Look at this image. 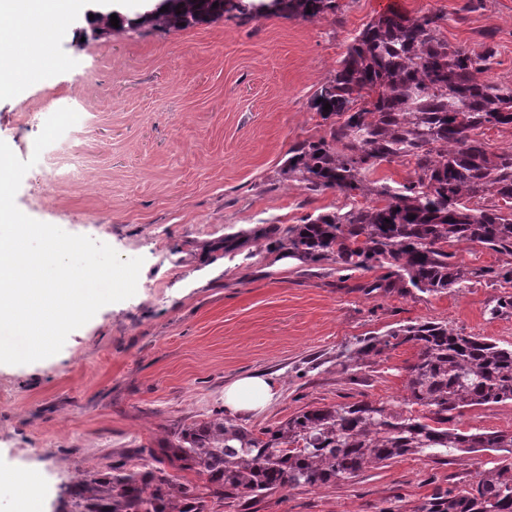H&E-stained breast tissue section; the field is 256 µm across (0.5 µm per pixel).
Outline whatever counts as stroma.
I'll return each instance as SVG.
<instances>
[{"label": "stroma", "mask_w": 512, "mask_h": 512, "mask_svg": "<svg viewBox=\"0 0 512 512\" xmlns=\"http://www.w3.org/2000/svg\"><path fill=\"white\" fill-rule=\"evenodd\" d=\"M339 0L341 22L230 15L183 30L145 24L95 37L83 14L52 30L39 82L0 95V140L20 159L56 110L87 107L78 146L84 178L51 182L31 168L17 207L41 222L143 258L135 295L102 307L62 350L0 365V473L33 475V512H56L62 488L87 472L140 468L148 449L224 408V387L252 372L280 397L238 417L253 431L313 406L397 404L416 350L406 344L344 370L356 340L420 321L512 344V316L489 319L512 283L472 279L443 294H364L340 274H301L265 251L250 259H196L195 246L261 224L291 225L348 205L337 190L307 197L279 170L289 148L318 135L310 100L331 79L352 38L394 7L444 15L443 36L471 53L493 32L487 79L512 83V0ZM464 432H512V403L464 409ZM491 453L410 455L331 486L285 487L210 512H414L434 493L460 489Z\"/></svg>", "instance_id": "1"}]
</instances>
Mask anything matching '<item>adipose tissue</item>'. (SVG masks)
I'll use <instances>...</instances> for the list:
<instances>
[{
    "label": "adipose tissue",
    "instance_id": "adipose-tissue-1",
    "mask_svg": "<svg viewBox=\"0 0 512 512\" xmlns=\"http://www.w3.org/2000/svg\"><path fill=\"white\" fill-rule=\"evenodd\" d=\"M79 0H0V28H19L45 34L50 22L78 7ZM33 40L27 58L39 63L41 42ZM279 395V387L270 377L248 374L236 378L224 388V408L228 414L250 413L268 408Z\"/></svg>",
    "mask_w": 512,
    "mask_h": 512
}]
</instances>
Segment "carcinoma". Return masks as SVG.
<instances>
[{
  "label": "carcinoma",
  "instance_id": "obj_1",
  "mask_svg": "<svg viewBox=\"0 0 512 512\" xmlns=\"http://www.w3.org/2000/svg\"><path fill=\"white\" fill-rule=\"evenodd\" d=\"M161 5L168 10L121 23L179 29L258 9L339 21L337 0ZM443 21L437 12L414 19L394 9L381 13L353 38L334 77L311 99L322 132L291 146L280 175L310 194L336 189L352 199L349 206L308 215L300 224L227 234L205 243L203 255L241 253L260 242L267 253L309 270L324 263L339 271L381 270L358 285L367 294H441L485 277L512 282V149L495 150L484 138L491 128L512 126V84L482 79L494 48L472 54L450 45ZM395 161L411 166L405 182L369 179L377 166ZM462 244L508 260L496 269H470L457 259ZM488 314L512 315V296L498 298ZM407 343L417 359L409 367L407 396L395 408L367 400L313 407L259 436L215 413L165 447L148 449L151 458L203 477L205 492L149 464L112 467L71 479L62 512H207L209 498L232 507L286 486H328L373 465L450 451L499 458L472 485L436 494L415 512H512V433L448 427L465 408L512 402V345L440 322H414L357 340L342 353L344 367L359 368Z\"/></svg>",
  "mask_w": 512,
  "mask_h": 512
}]
</instances>
